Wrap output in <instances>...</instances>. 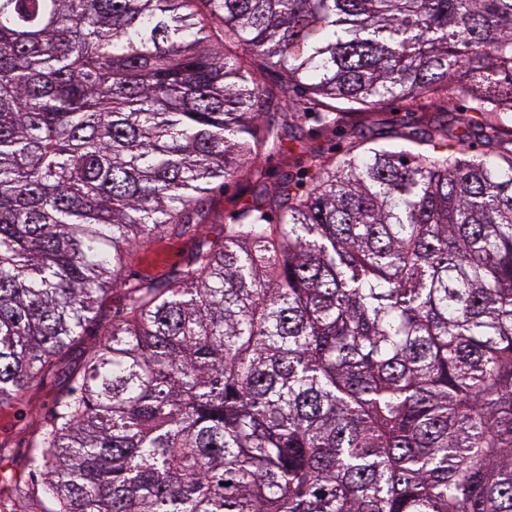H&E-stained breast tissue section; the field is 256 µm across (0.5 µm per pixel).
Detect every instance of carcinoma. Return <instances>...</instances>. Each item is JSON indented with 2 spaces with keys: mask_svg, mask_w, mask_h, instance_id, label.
<instances>
[{
  "mask_svg": "<svg viewBox=\"0 0 512 512\" xmlns=\"http://www.w3.org/2000/svg\"><path fill=\"white\" fill-rule=\"evenodd\" d=\"M246 56L303 117L486 119L354 140L129 285L30 451L41 512H512V0H0V403L279 142ZM248 67L258 82L266 87H275L284 81L283 70L270 65L267 61L260 58L247 59Z\"/></svg>",
  "mask_w": 512,
  "mask_h": 512,
  "instance_id": "cac0c4a2",
  "label": "carcinoma"
}]
</instances>
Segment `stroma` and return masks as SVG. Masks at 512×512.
<instances>
[{"instance_id":"obj_1","label":"stroma","mask_w":512,"mask_h":512,"mask_svg":"<svg viewBox=\"0 0 512 512\" xmlns=\"http://www.w3.org/2000/svg\"><path fill=\"white\" fill-rule=\"evenodd\" d=\"M431 116L452 124L461 118L472 122L481 119L479 113L467 111L462 101L450 108L440 101L400 100L388 102L374 112L339 105L335 112L336 123L327 129L313 118H287L281 131L280 149L262 148L233 178L214 184L185 227L164 231L134 247L118 269V279L156 284L169 282L199 249L220 243L225 224L230 223L233 215L253 196L274 195L287 175L299 184H306L312 156H335L342 153L352 135L380 138L401 126L420 125ZM125 304L124 290L110 289L96 305L83 335L65 348L55 366L15 401L0 404V465L6 470L27 477L31 443L57 399L67 392L73 374L97 348L113 320L122 316Z\"/></svg>"}]
</instances>
